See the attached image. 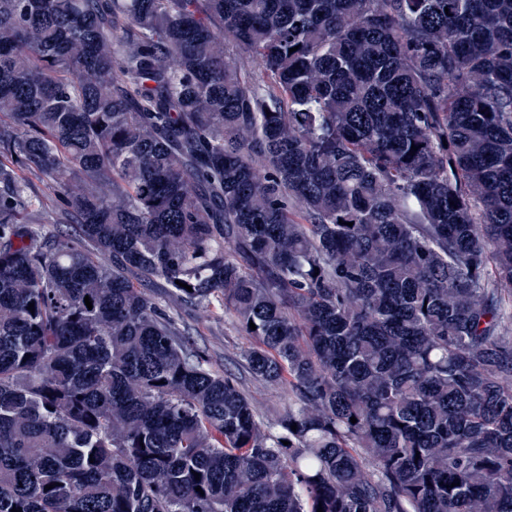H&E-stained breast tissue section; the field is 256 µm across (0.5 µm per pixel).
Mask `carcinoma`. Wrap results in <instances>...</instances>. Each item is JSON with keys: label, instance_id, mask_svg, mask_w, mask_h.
I'll return each mask as SVG.
<instances>
[{"label": "carcinoma", "instance_id": "1", "mask_svg": "<svg viewBox=\"0 0 512 512\" xmlns=\"http://www.w3.org/2000/svg\"><path fill=\"white\" fill-rule=\"evenodd\" d=\"M511 323L512 0H0V512H512ZM178 311L189 343L193 348L202 351V355L210 360L213 369L242 377L245 390L264 422L271 414L288 410L292 403L288 392L248 377L244 378L242 356L250 342L246 336L237 332L230 317L224 316V311L213 306L207 309L179 307Z\"/></svg>", "mask_w": 512, "mask_h": 512}]
</instances>
